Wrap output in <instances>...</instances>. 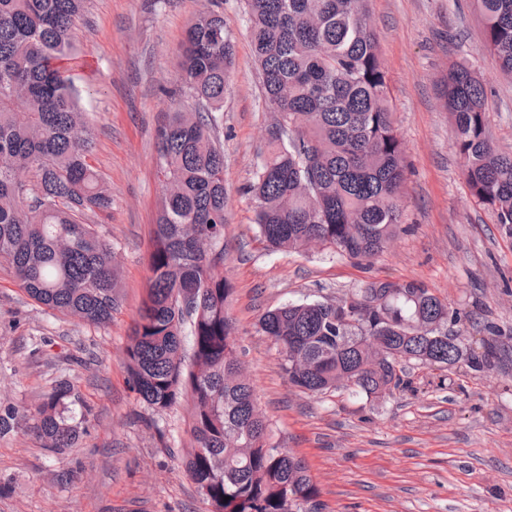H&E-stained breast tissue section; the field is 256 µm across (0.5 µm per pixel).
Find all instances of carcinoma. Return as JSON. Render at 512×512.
Here are the masks:
<instances>
[{
	"label": "carcinoma",
	"instance_id": "cac0c4a2",
	"mask_svg": "<svg viewBox=\"0 0 512 512\" xmlns=\"http://www.w3.org/2000/svg\"><path fill=\"white\" fill-rule=\"evenodd\" d=\"M267 101L277 112L249 186L258 236L276 251L312 245L369 260L396 235L405 182L402 137L368 0H245ZM482 51L512 75V0H472ZM85 0H0V262L39 304L103 325L119 306L112 252L85 218L112 207L89 163L93 142L69 75ZM230 42L224 15L204 11L182 47L180 80L204 111L170 112L157 130L164 185L150 229V272L126 351L129 383L157 416L190 405L185 472L208 512H322L305 463L271 442L254 387L239 370L233 288L224 267V154L211 132L223 111ZM490 89L459 63L444 82L470 195L512 235V151L488 139ZM448 306L414 284L371 282L334 302L287 304L260 330L303 392L378 397L403 364L450 365ZM192 341L185 363L183 338ZM61 385L30 431L72 447L85 428ZM18 411L0 409V437Z\"/></svg>",
	"mask_w": 512,
	"mask_h": 512
}]
</instances>
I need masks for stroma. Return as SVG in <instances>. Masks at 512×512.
<instances>
[{
  "label": "stroma",
  "instance_id": "1",
  "mask_svg": "<svg viewBox=\"0 0 512 512\" xmlns=\"http://www.w3.org/2000/svg\"><path fill=\"white\" fill-rule=\"evenodd\" d=\"M389 77L393 120L407 160L402 223L378 256L358 262L318 249L270 250L247 192L274 114L268 108L244 0H86L72 73L95 148L90 163L112 190L92 214L119 274L121 305L92 325L30 298L0 264V404L23 429L0 438V512H206L185 474L187 404L158 417L128 383L126 350L149 278L146 252L162 191L156 130L194 106L174 90L186 32L204 10L224 15L231 41L224 110V274L238 361L253 382L274 441L301 458L323 512H512V237L475 203L461 173L455 126L441 95L450 66L467 60L492 90L491 143L512 151V78L482 50L471 0H369ZM374 281L414 282L450 311L464 355L453 366L406 365L403 386L377 398L304 393L258 330L267 311L334 301ZM493 353L481 367L470 355ZM68 383L87 432L57 453L28 427L45 395ZM75 470L59 485L55 476Z\"/></svg>",
  "mask_w": 512,
  "mask_h": 512
}]
</instances>
